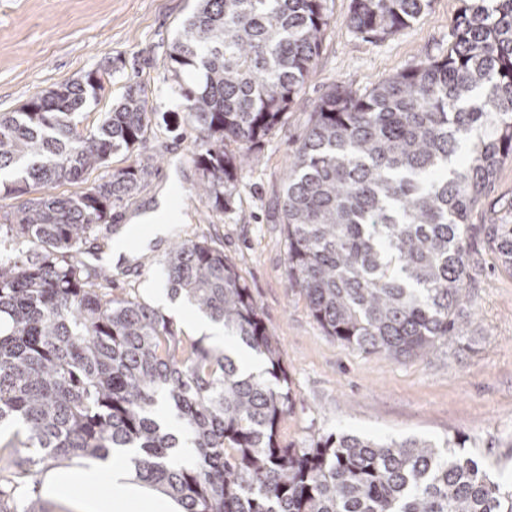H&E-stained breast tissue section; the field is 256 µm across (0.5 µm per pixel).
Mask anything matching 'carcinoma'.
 I'll use <instances>...</instances> for the list:
<instances>
[{
  "instance_id": "cac0c4a2",
  "label": "carcinoma",
  "mask_w": 512,
  "mask_h": 512,
  "mask_svg": "<svg viewBox=\"0 0 512 512\" xmlns=\"http://www.w3.org/2000/svg\"><path fill=\"white\" fill-rule=\"evenodd\" d=\"M463 2L448 55L364 95L338 86L318 101L284 183L289 287L327 335L365 353L423 356L471 325L468 217L512 160V0ZM430 3L352 0L346 24L383 39ZM331 23L326 0H199L171 42L167 73L197 132L198 195L210 209L231 207L238 171L298 99ZM103 79L92 69L0 113V171L19 175L3 193H40L0 224V246H21L0 253V423L20 422L27 448L0 469V512H17L25 478L111 448L136 449V479L184 512H512V486L458 439L332 434L282 447L294 392L279 342L207 241L168 252L170 297L222 324L262 358L264 376L179 335L159 309L112 294V277L79 255L148 167L135 162L76 195L49 192L145 137L154 112L136 84L78 130ZM482 230L511 270L512 223ZM174 428L194 465L174 461Z\"/></svg>"
}]
</instances>
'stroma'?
I'll return each mask as SVG.
<instances>
[{"instance_id":"stroma-1","label":"stroma","mask_w":512,"mask_h":512,"mask_svg":"<svg viewBox=\"0 0 512 512\" xmlns=\"http://www.w3.org/2000/svg\"><path fill=\"white\" fill-rule=\"evenodd\" d=\"M351 0H327L333 23L296 104L238 176L231 208L207 209L197 195L194 133L163 75L166 53L197 0H0V112H13L35 94L110 69L98 101L84 107L82 127L117 105L131 83L144 86L154 110L145 138L112 155L110 170L138 160L149 175L133 197L112 211L113 224L149 209L157 188L172 183L175 238L143 246L135 232L131 261L113 267L112 292L154 303L165 289L163 264L173 239H207L250 289L281 348L295 404L281 421L283 446L304 447L343 433L403 441L466 437L490 475L512 482V272L487 249L475 255V323L463 343L427 356L399 359L366 354L328 336L304 296L289 288L282 190L315 104L334 86L366 94L380 79L448 53V33L463 0H431L410 27L384 39L356 35L344 23ZM512 201V161L469 216L495 224Z\"/></svg>"}]
</instances>
